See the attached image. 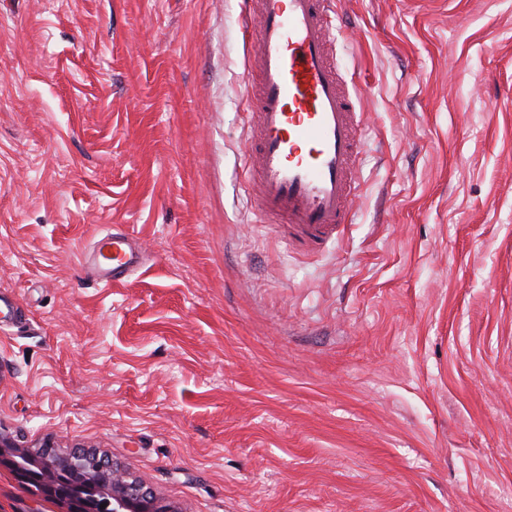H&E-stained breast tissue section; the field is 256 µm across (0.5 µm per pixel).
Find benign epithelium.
Here are the masks:
<instances>
[{
	"mask_svg": "<svg viewBox=\"0 0 512 512\" xmlns=\"http://www.w3.org/2000/svg\"><path fill=\"white\" fill-rule=\"evenodd\" d=\"M0 457L24 458L29 472L22 477L42 494L61 502L74 501L72 488L76 479L92 485L98 475L106 473L108 483L95 488V492L112 499V512H178L124 469L92 450L76 448L61 453L52 449L49 442L38 450L21 449L0 431Z\"/></svg>",
	"mask_w": 512,
	"mask_h": 512,
	"instance_id": "7a95c632",
	"label": "benign epithelium"
}]
</instances>
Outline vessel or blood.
<instances>
[{"mask_svg": "<svg viewBox=\"0 0 512 512\" xmlns=\"http://www.w3.org/2000/svg\"><path fill=\"white\" fill-rule=\"evenodd\" d=\"M340 12L333 0H245L250 95L245 174L262 223L287 228L289 243L321 249L352 222L351 179L360 154L355 105L330 49ZM92 262L105 284L140 266L124 230L100 236Z\"/></svg>", "mask_w": 512, "mask_h": 512, "instance_id": "obj_1", "label": "vessel or blood"}]
</instances>
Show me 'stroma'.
<instances>
[{"instance_id":"1","label":"stroma","mask_w":512,"mask_h":512,"mask_svg":"<svg viewBox=\"0 0 512 512\" xmlns=\"http://www.w3.org/2000/svg\"><path fill=\"white\" fill-rule=\"evenodd\" d=\"M242 10L0 0V428L179 512H512V0H341L361 190L313 253L245 191ZM0 512L68 506L5 459ZM95 245L92 265L106 285L123 283L141 264L134 239L122 229H112V234L100 236Z\"/></svg>"}]
</instances>
